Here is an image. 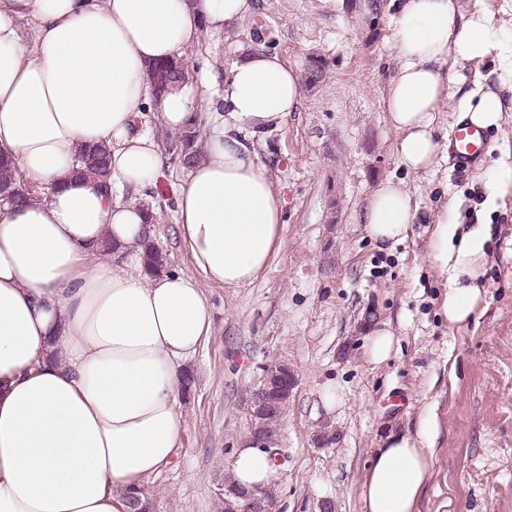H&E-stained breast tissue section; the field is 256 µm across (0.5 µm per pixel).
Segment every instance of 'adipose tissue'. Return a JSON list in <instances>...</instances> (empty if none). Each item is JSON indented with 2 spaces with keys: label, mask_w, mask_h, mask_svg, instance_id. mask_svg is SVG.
Segmentation results:
<instances>
[{
  "label": "adipose tissue",
  "mask_w": 512,
  "mask_h": 512,
  "mask_svg": "<svg viewBox=\"0 0 512 512\" xmlns=\"http://www.w3.org/2000/svg\"><path fill=\"white\" fill-rule=\"evenodd\" d=\"M398 65L385 109L406 172L438 165L439 113L456 86L460 118L499 129L512 94V13L492 0H391ZM250 0H0V152L31 191L0 198V512H131L151 505L150 478L183 448L182 379L211 333L199 281L252 283L279 251L284 200L254 139L301 106L299 74L278 53L243 49L224 91L205 100L176 87L152 92L151 64L183 57L202 30L221 31ZM488 66L467 84L459 62ZM213 122L174 190L180 246L196 271L151 276L146 201L165 167L149 122L170 133ZM106 145L112 176L78 172L87 144ZM483 214L512 193V143L482 182ZM420 218L401 184L384 181L360 222L378 249ZM490 226L434 219L429 254L451 284L440 312L451 325L484 303ZM439 432L434 407L414 430L390 431L359 488L363 512H419ZM236 487L271 490L277 467L253 440L229 463Z\"/></svg>",
  "instance_id": "obj_1"
}]
</instances>
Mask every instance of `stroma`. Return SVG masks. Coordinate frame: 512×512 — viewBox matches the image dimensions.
I'll list each match as a JSON object with an SVG mask.
<instances>
[{
	"label": "stroma",
	"instance_id": "obj_1",
	"mask_svg": "<svg viewBox=\"0 0 512 512\" xmlns=\"http://www.w3.org/2000/svg\"><path fill=\"white\" fill-rule=\"evenodd\" d=\"M236 26L202 32L187 49L192 97L224 91V69L251 45L276 51L302 79V106L257 145L285 200L280 250L256 281L228 290L204 285L212 315L190 363L195 384L181 401L183 449L147 491L158 512H221L226 462L254 427L251 394L274 364L297 385L281 419L274 512H362L359 486L390 430L413 428L435 406L434 477L419 512H512V197L491 216L485 304L463 326L439 314L448 282L429 257L430 227L412 225L379 250L359 215L387 179L402 181L421 212L455 203L473 224L477 192L512 140V112L490 131L475 167L442 155L435 171L405 174L383 96L396 69L387 0H252ZM321 62L322 77L308 81ZM188 168L169 162L151 205L154 237L169 269L193 275L176 239L173 189ZM391 330V357L370 362L372 325ZM335 401H328V392ZM335 431L323 446L321 430Z\"/></svg>",
	"mask_w": 512,
	"mask_h": 512
}]
</instances>
